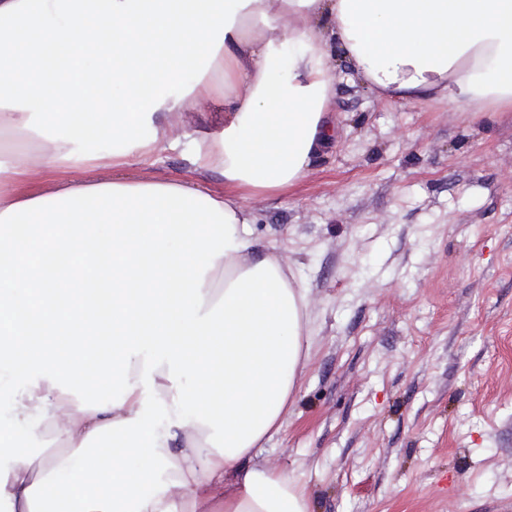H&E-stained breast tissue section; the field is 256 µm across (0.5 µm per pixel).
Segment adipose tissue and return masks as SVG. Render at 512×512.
<instances>
[{
	"label": "adipose tissue",
	"mask_w": 512,
	"mask_h": 512,
	"mask_svg": "<svg viewBox=\"0 0 512 512\" xmlns=\"http://www.w3.org/2000/svg\"><path fill=\"white\" fill-rule=\"evenodd\" d=\"M340 58L389 101L507 117L512 0H0V130L39 147L0 157V367L22 383L15 422L49 420L65 446L11 453L8 512H312L302 484L243 465L284 426L310 325L278 248L256 254L246 202L295 186L337 139ZM219 100L193 180L106 177ZM34 167L101 175L29 190ZM91 376L110 394L69 399ZM151 397L175 412L159 433ZM114 435L136 457L113 449L104 476Z\"/></svg>",
	"instance_id": "ef3b65f1"
}]
</instances>
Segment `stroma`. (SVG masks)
Listing matches in <instances>:
<instances>
[{
  "label": "stroma",
  "mask_w": 512,
  "mask_h": 512,
  "mask_svg": "<svg viewBox=\"0 0 512 512\" xmlns=\"http://www.w3.org/2000/svg\"><path fill=\"white\" fill-rule=\"evenodd\" d=\"M336 145L295 190L248 203L309 290L310 352L282 431L249 464L305 485L315 512H512V118L462 125L337 71ZM152 174L190 176L213 109ZM8 451L49 425L9 423Z\"/></svg>",
  "instance_id": "35a3bbf8"
}]
</instances>
